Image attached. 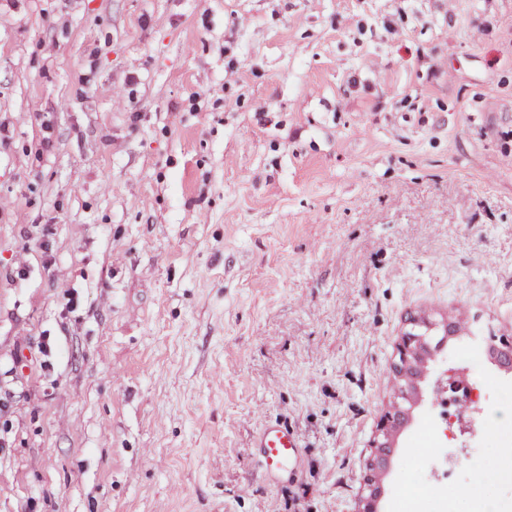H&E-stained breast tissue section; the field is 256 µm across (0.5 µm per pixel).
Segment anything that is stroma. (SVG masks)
<instances>
[{
	"label": "stroma",
	"instance_id": "1",
	"mask_svg": "<svg viewBox=\"0 0 512 512\" xmlns=\"http://www.w3.org/2000/svg\"><path fill=\"white\" fill-rule=\"evenodd\" d=\"M413 316L512 337V0H0V512H357ZM255 447L260 450L268 477L288 476L289 480L299 477L304 448L290 426L268 422L256 435Z\"/></svg>",
	"mask_w": 512,
	"mask_h": 512
}]
</instances>
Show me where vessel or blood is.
Segmentation results:
<instances>
[{
    "instance_id": "obj_1",
    "label": "vessel or blood",
    "mask_w": 512,
    "mask_h": 512,
    "mask_svg": "<svg viewBox=\"0 0 512 512\" xmlns=\"http://www.w3.org/2000/svg\"><path fill=\"white\" fill-rule=\"evenodd\" d=\"M255 446L268 477H299L304 448L290 426L277 421L265 424L255 438Z\"/></svg>"
}]
</instances>
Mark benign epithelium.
<instances>
[{
  "label": "benign epithelium",
  "mask_w": 512,
  "mask_h": 512,
  "mask_svg": "<svg viewBox=\"0 0 512 512\" xmlns=\"http://www.w3.org/2000/svg\"><path fill=\"white\" fill-rule=\"evenodd\" d=\"M398 345V360L392 366L396 393L388 410L380 418L366 463L358 512H379L383 495L382 477L388 470L401 432L410 424L414 410L423 401V384L428 361L433 357L430 327L424 320L412 322ZM491 360L503 371H512V341L503 337L490 347Z\"/></svg>",
  "instance_id": "7a95c632"
}]
</instances>
